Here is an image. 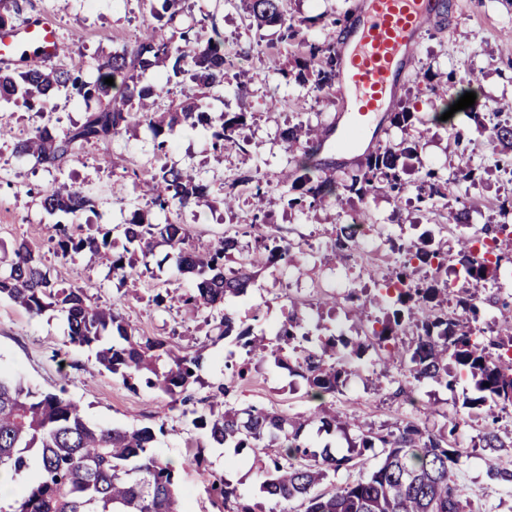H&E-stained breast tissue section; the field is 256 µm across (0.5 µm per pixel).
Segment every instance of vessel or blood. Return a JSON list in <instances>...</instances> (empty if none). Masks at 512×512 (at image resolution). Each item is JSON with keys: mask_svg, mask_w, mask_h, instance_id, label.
<instances>
[{"mask_svg": "<svg viewBox=\"0 0 512 512\" xmlns=\"http://www.w3.org/2000/svg\"><path fill=\"white\" fill-rule=\"evenodd\" d=\"M444 0H361L355 24L337 41L340 67L334 95L342 112L330 132L345 147L359 141L389 112L425 29L437 20ZM60 40L51 19L0 29V62L24 57L44 62L58 56Z\"/></svg>", "mask_w": 512, "mask_h": 512, "instance_id": "vessel-or-blood-1", "label": "vessel or blood"}]
</instances>
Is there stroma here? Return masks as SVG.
<instances>
[{"label":"stroma","instance_id":"35a3bbf8","mask_svg":"<svg viewBox=\"0 0 512 512\" xmlns=\"http://www.w3.org/2000/svg\"><path fill=\"white\" fill-rule=\"evenodd\" d=\"M355 2L288 0L286 9L294 22L310 21L304 34L320 41L338 37L339 23L351 18ZM189 4L191 9L181 15V23H190L205 12L212 15L231 63L223 89L208 99L207 110L216 115L246 113L247 145L220 154L210 146L209 129L180 127L162 158L154 149L150 131L133 126L119 138L86 147L79 158L58 171L13 155L12 140L0 139V265L9 263L19 242H27L44 256L52 280L85 289L141 333L188 353L203 351L207 362L191 387L194 415H202L208 411L209 395L225 379L224 360L234 343L218 339L216 330L201 320L155 304L156 294L174 299L194 286L192 276L176 273L165 262L166 247L155 250L161 267L145 273L137 283L122 281L112 270L113 256L123 253L126 246L116 225L125 223L135 206L147 219L155 217L143 185L147 172L167 162L192 170L210 184L215 206L184 216L193 236L216 238L227 225L249 224L261 217L275 224L279 236L299 244L294 266L263 268L254 290L226 305L252 326L254 335L274 340L288 312V300L294 297L303 300L305 324L313 335L352 338L360 324L350 315L345 297L352 289L371 287L373 281L390 276L400 260L398 245L419 243L421 233L430 229L435 245L455 254L457 237L445 227L456 212L466 209L473 223L494 224L498 202L512 198V176L499 170L497 155L486 146V131L476 127L466 111L452 109L469 73L477 79L480 102L512 103V0H449L446 16L424 32L417 56L401 82L398 104L415 112L414 123L404 130L388 125L379 133L383 145L397 149L404 142H415L416 153L403 160L405 180L414 184L425 170H437L448 181L446 197L428 210L412 202H394L388 193L379 191L350 206L330 203L304 212L289 209L281 198L279 180L294 163L280 132L298 121H327L336 112L334 95L317 94L309 82L284 80L282 71L294 68L292 49L280 44L277 28L250 26L239 0H189ZM20 6L13 25L52 19L61 43L70 48L68 54L55 58V65L81 68L90 80L97 75L98 56L134 45L147 17L142 0H20ZM451 75L456 81L449 83L444 96L429 91L427 78L447 81ZM243 86L248 96H241ZM445 111L450 117L444 122L439 115ZM83 116V106L62 96L53 99L49 113L41 117L18 102L0 104V126L11 129L14 138L45 123L62 130ZM455 127L472 141V163L481 171L476 182L455 174L457 147L451 135ZM246 173L259 178L262 203H255L251 186L238 184V177ZM55 178L86 190L94 200L93 210L73 219L46 213L37 191ZM229 194L238 198L231 211L222 203ZM60 222L68 224L77 237L91 226L108 231L110 244L96 255L85 250L66 258L57 256L56 225ZM348 224L369 225L380 252L354 246L335 255L337 233ZM506 293L512 294V276L489 283L483 294V316L474 328L476 336L495 335ZM329 297L335 298V307L325 306ZM375 359L371 352L349 355L352 374L347 385L342 394L326 398V405L357 416L376 431L393 428L402 420L436 428L444 415H457L458 440L469 451L458 477L468 488L472 506L486 512H512V490L485 479V469L494 459L478 446L486 423L479 411L463 408L462 390L422 383L410 394H397V384L408 377V370L396 372L390 382L377 377ZM0 374L76 402L84 417L95 424L118 428L165 425L168 433L158 438L156 448L178 472L177 488L185 512H215L207 491L213 474L226 477L242 494L260 502L263 512H269L270 502L261 500L257 492L251 450L213 444L205 429L193 425V415L168 409L169 398L159 390L126 385L121 377L100 369L95 347L71 343L58 312L34 315L9 299H0ZM228 401L239 408L263 406L291 414L316 406L305 381L271 361L252 379L235 386ZM427 405L433 407L434 416H425ZM494 460L504 466L512 464L507 455Z\"/></svg>","mask_w":512,"mask_h":512}]
</instances>
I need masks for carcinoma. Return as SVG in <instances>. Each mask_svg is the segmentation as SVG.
<instances>
[{
  "mask_svg": "<svg viewBox=\"0 0 512 512\" xmlns=\"http://www.w3.org/2000/svg\"><path fill=\"white\" fill-rule=\"evenodd\" d=\"M185 0H162L161 8L150 6V20L131 49L116 50L101 58L97 77L87 81L82 74L66 68H28L16 74L0 72V103L23 100L31 110L44 113L49 101L58 95L78 97L86 106L83 122L61 131L46 125L14 143V153L30 157L50 167L62 169L86 146L115 139L131 126L145 125L153 133L155 149L167 152L169 135L177 126L212 129L215 151L241 147L247 142L245 112H225L218 116L204 110L205 98L213 89L224 87L227 61L224 40L217 27L205 34L203 15L197 25H173ZM250 23L259 28L277 25L280 41L288 44L302 36V30L289 22L284 0H241ZM167 69V76L143 82L142 73L152 67ZM297 76L314 77V88L329 93L336 83L337 58L334 42L309 43L296 60ZM189 76L199 93L171 100L160 111L159 101L173 94V80ZM108 77L114 85L104 83ZM322 124L290 125L280 136L289 151L300 154L290 177L280 184L282 196L291 209L305 210L322 205L336 194L313 164L320 151ZM490 145L507 157L512 166V123H497ZM401 154L388 147L367 154L357 173L343 184V196L363 199L379 189L395 199L406 193L402 179ZM151 204L164 217L161 224L144 220L140 210L122 225L126 242L142 255L144 269L160 244L170 248L167 258L181 274L198 277L195 287L177 298L179 307L204 322H216L218 336L234 337L247 359L239 363L235 353L225 357L227 382L210 396L209 416L199 417L212 440L228 448H251L259 472V492L274 508L301 502L303 512H466L465 487L454 472L461 466L463 452L457 442V418L446 419L444 429L435 432L418 423L407 422L385 433L358 424L320 404L308 413L285 414L273 409L248 406L236 408L224 402L232 385L244 382L259 363L271 355L276 364L302 370L315 399L332 395L343 386L351 371L346 350L361 355L378 351V375L386 378L399 364L410 362V375L418 383L428 382L454 389L460 382H473L474 394L465 407L480 409L488 424L480 441L482 448L498 453L512 448L495 428L497 410L512 405V316L499 324L498 334L486 343L472 338V324L480 318L482 292L496 270L471 262L474 241L466 230L465 213L455 217L460 249L453 258L464 272V287L455 291L439 272L428 274L424 265L433 259L443 267L448 255L428 248V241L408 248L391 277L379 287V294L362 297L353 290L347 294L359 321L369 317V308L388 305L383 319L371 331L348 341L334 336L313 338L305 328L301 304L288 298L289 312L271 348L264 338L254 336L251 326L225 312L230 297L246 295L255 283L256 268L288 264L295 244L273 232L260 235L264 252L241 260L239 236L259 229V225L237 224L234 233L217 241L194 240L182 221L191 207L209 203L210 187L201 179L175 166L163 164L146 181ZM448 182L428 169L416 187L417 201L427 205L446 196ZM40 204L50 215L76 216L92 208L93 200L82 188L57 180L40 192ZM109 232L91 229L84 237H74L68 225L58 228L57 251L62 256L85 249L98 252L109 245ZM232 265H227V262ZM20 305L31 314L49 308L65 316L70 340L80 346L96 344V361L104 370L123 381L136 380L160 390L186 406L194 402L188 390L197 381L204 357L188 354L169 343L145 336L114 309L92 300L82 288L64 287L49 278L41 255L24 241L15 249L9 267L0 270V296ZM456 301V316L448 317L441 305L448 296ZM415 328L409 346L399 336ZM489 386H484V383ZM329 431L339 429L349 436L352 455L338 458L328 451L317 453L305 438L312 426ZM154 430L114 428L92 424L74 403L56 394L42 393L19 380L0 378V485L15 481L24 472L33 479L15 500L12 512H186L176 494L175 468L157 452ZM378 450L379 465L368 475L317 492L332 473ZM487 480L512 487V469L491 463ZM212 504L219 512H256L257 505L232 488L224 477L210 483ZM233 507H228V504Z\"/></svg>",
  "mask_w": 512,
  "mask_h": 512,
  "instance_id": "obj_1",
  "label": "carcinoma"
}]
</instances>
